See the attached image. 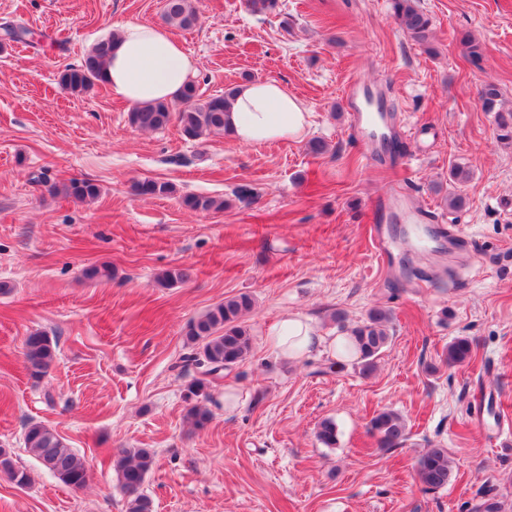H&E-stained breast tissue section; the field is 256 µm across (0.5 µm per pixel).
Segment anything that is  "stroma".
Wrapping results in <instances>:
<instances>
[{
	"label": "stroma",
	"instance_id": "35a3bbf8",
	"mask_svg": "<svg viewBox=\"0 0 512 512\" xmlns=\"http://www.w3.org/2000/svg\"><path fill=\"white\" fill-rule=\"evenodd\" d=\"M194 5L195 24L171 33L204 95L279 81L310 114L304 138L246 146L221 133L191 140L174 123L143 132L106 86L62 88L60 72L117 24L163 25L164 0H0V27L48 36L35 48L0 44V446L30 476L22 489L0 472V512H125L113 464L127 448L155 454L143 487L155 512H473L487 493L512 512V147L496 142L478 95L492 81L512 106V0H421L430 54L390 0H279L266 15L245 0ZM468 34L481 65L465 54ZM352 81L382 90L400 134L395 161L351 131ZM312 139L327 152L311 154ZM454 164L470 173L459 212L444 204ZM73 178L93 180L99 197L48 193ZM145 178L174 191L135 195ZM188 195L228 205L196 212ZM416 210L469 242L452 276L400 278L395 230L417 235ZM375 225L395 243L383 260ZM102 263L112 281L84 277ZM172 268L189 280L160 286ZM242 293L254 300L251 351L213 381L212 418L194 428L186 325ZM375 307L390 310L392 338L371 372L325 353L291 363L270 343L285 314L334 336ZM35 332L57 340L40 378L23 355ZM461 336L471 360L444 364ZM385 409L407 422L402 447H380L370 430ZM326 418L338 430L331 448L316 438ZM31 422L85 460L87 486L64 485L27 452ZM435 446L453 477L428 490L416 465Z\"/></svg>",
	"mask_w": 512,
	"mask_h": 512
}]
</instances>
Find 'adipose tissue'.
<instances>
[{
  "instance_id": "ef3b65f1",
  "label": "adipose tissue",
  "mask_w": 512,
  "mask_h": 512,
  "mask_svg": "<svg viewBox=\"0 0 512 512\" xmlns=\"http://www.w3.org/2000/svg\"><path fill=\"white\" fill-rule=\"evenodd\" d=\"M193 64L183 45L164 28L140 21L121 24L114 33L112 54L105 66L106 87L129 105L172 99L190 80ZM309 114L282 83L264 79L238 86L225 122L236 142L247 145L298 137ZM271 342L285 359L296 360L331 350L346 360L355 351L346 337L325 340L309 318L287 314L269 330Z\"/></svg>"
}]
</instances>
